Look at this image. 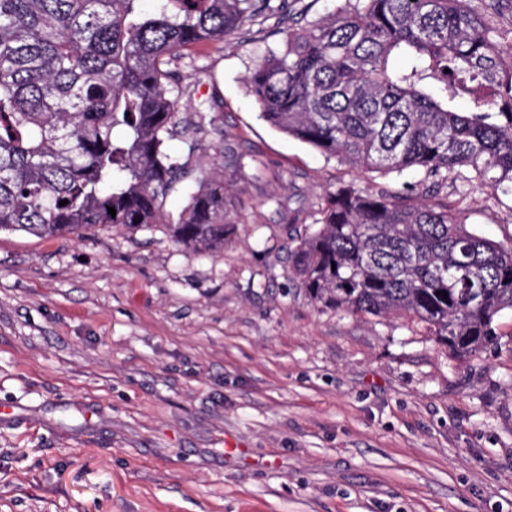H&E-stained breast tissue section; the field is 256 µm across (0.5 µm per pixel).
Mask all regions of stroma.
<instances>
[{"label":"stroma","instance_id":"obj_1","mask_svg":"<svg viewBox=\"0 0 512 512\" xmlns=\"http://www.w3.org/2000/svg\"><path fill=\"white\" fill-rule=\"evenodd\" d=\"M262 16L177 64L213 100L179 212L222 168L223 252L155 224L0 234V512H512V312L455 356L424 323L312 303L288 251L342 184L432 192L512 243V198L360 172L264 121L248 72Z\"/></svg>","mask_w":512,"mask_h":512}]
</instances>
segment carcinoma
<instances>
[{
	"label": "carcinoma",
	"mask_w": 512,
	"mask_h": 512,
	"mask_svg": "<svg viewBox=\"0 0 512 512\" xmlns=\"http://www.w3.org/2000/svg\"><path fill=\"white\" fill-rule=\"evenodd\" d=\"M141 2L0 0V232L164 224L193 253L224 251L223 175L177 214L163 207L198 150L178 129L171 65L268 11L289 20L288 0ZM280 34L246 77L272 127L359 170L512 196V46L466 0H354ZM317 223L290 251L311 302L417 320L457 356L497 342L512 246L448 203L342 184Z\"/></svg>",
	"instance_id": "1"
}]
</instances>
